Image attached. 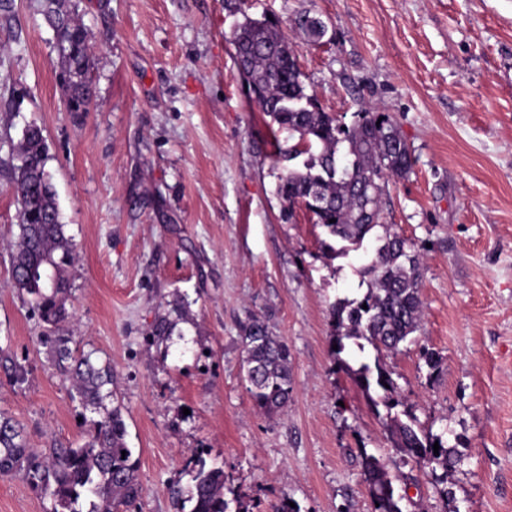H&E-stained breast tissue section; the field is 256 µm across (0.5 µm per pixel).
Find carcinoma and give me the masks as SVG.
Instances as JSON below:
<instances>
[{
  "label": "carcinoma",
  "mask_w": 512,
  "mask_h": 512,
  "mask_svg": "<svg viewBox=\"0 0 512 512\" xmlns=\"http://www.w3.org/2000/svg\"><path fill=\"white\" fill-rule=\"evenodd\" d=\"M66 0H44L42 14H62L67 28L62 32L63 53L58 56L60 74L71 79L63 83L66 103L80 106L94 96L91 77L93 50L76 10ZM233 58L240 78L247 83L251 98L270 117L275 134L286 130L294 144L277 147L288 163L277 192L288 209L303 206L326 231L322 253L335 259L345 246L359 247L375 228L383 234L370 262L363 268L369 277L367 291L359 300H343L332 307L331 350L333 361L353 376L368 402L386 410L387 439L403 463L415 462L431 472L461 461L459 453L442 437L404 422L394 410L403 405L397 385L384 363L392 352L415 333L421 320V258L407 238L383 223L382 198L388 182L364 189L377 168L388 171L389 179L411 173L415 157L391 117L366 110L350 125H339L336 115L323 111L307 92L295 49L277 24L263 18L246 17L232 33ZM306 140L317 152L300 159L296 143ZM17 156L24 163L10 164L12 186L19 220L11 248L12 287L30 297L43 324L37 337L46 348L59 374L72 383L71 398L84 410L99 414L85 420L82 445L36 449L30 447L24 428L12 417L0 413V474L22 472L29 482L52 501L51 512H124L140 496L139 458L127 446L122 406L108 409L104 400L114 397L112 367L98 363L94 352L72 346L73 337L61 332L69 313L66 308L68 269L78 256V246L66 234L60 221L56 191L46 171L48 155L40 128L24 132ZM53 268L49 282L35 271ZM367 308H362V305ZM245 345L244 377L253 407L272 413L288 404L294 378L287 344L273 335L258 319L242 326ZM364 339L376 351L374 364L357 369L341 358L344 340ZM427 377L438 380L441 358L425 349L421 353ZM27 370L0 348V377L13 385L26 381ZM439 445L434 450L433 445ZM372 512H404L406 493L396 489L381 459L359 450ZM186 473L192 485L186 497L173 491V498L192 503L191 512H249L239 499L229 500L224 466L207 465L199 455L187 459ZM236 509L230 510V504Z\"/></svg>",
  "instance_id": "carcinoma-1"
}]
</instances>
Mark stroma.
Listing matches in <instances>:
<instances>
[{"mask_svg": "<svg viewBox=\"0 0 512 512\" xmlns=\"http://www.w3.org/2000/svg\"><path fill=\"white\" fill-rule=\"evenodd\" d=\"M93 47L94 109L69 112L41 0L0 7V346L28 370L0 383V411L31 447L76 445L71 387L12 288L17 205L7 163L29 124L46 138L68 271L74 344L112 367L140 512H178L192 453L219 463L249 512H371L360 449L404 467L384 420L330 356V308L367 290L361 249L329 260L303 207L285 217L268 117L240 84L224 0H75ZM297 51L310 92L353 123L388 114L416 156L390 182L384 221L422 259V317L385 355L406 410L461 456L417 473L405 512H512V0H252ZM320 17L329 39L295 27ZM169 340L151 339L158 316ZM288 346L295 390L253 410L241 326ZM437 351L429 382L421 347ZM24 473L0 477V512H50Z\"/></svg>", "mask_w": 512, "mask_h": 512, "instance_id": "obj_1", "label": "stroma"}]
</instances>
